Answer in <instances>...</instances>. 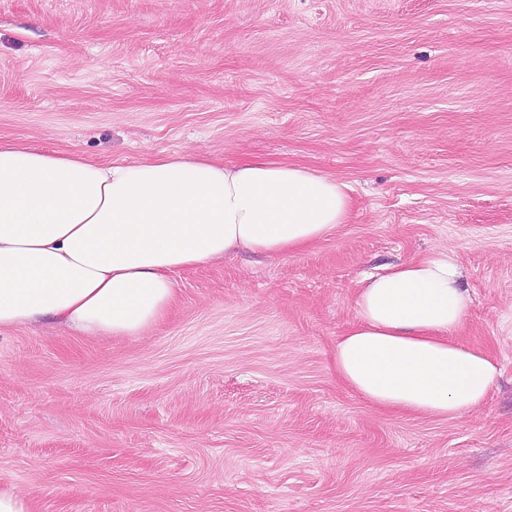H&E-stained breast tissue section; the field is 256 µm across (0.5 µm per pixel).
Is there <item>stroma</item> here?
Listing matches in <instances>:
<instances>
[{"label":"stroma","instance_id":"obj_1","mask_svg":"<svg viewBox=\"0 0 512 512\" xmlns=\"http://www.w3.org/2000/svg\"><path fill=\"white\" fill-rule=\"evenodd\" d=\"M0 141L346 184V224L174 274L140 336L0 329V489L31 512H512V0H0ZM449 246L461 419L336 376L364 274Z\"/></svg>","mask_w":512,"mask_h":512}]
</instances>
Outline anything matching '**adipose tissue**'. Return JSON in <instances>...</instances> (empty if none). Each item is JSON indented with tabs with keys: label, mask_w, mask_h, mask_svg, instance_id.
<instances>
[{
	"label": "adipose tissue",
	"mask_w": 512,
	"mask_h": 512,
	"mask_svg": "<svg viewBox=\"0 0 512 512\" xmlns=\"http://www.w3.org/2000/svg\"><path fill=\"white\" fill-rule=\"evenodd\" d=\"M347 186L305 166L203 155L95 164L0 144V328L58 320L138 336L171 306L173 276L243 251L284 255L346 223ZM453 250L364 277L339 336V379L370 405L459 418L501 376L455 340L472 305Z\"/></svg>",
	"instance_id": "ef3b65f1"
}]
</instances>
